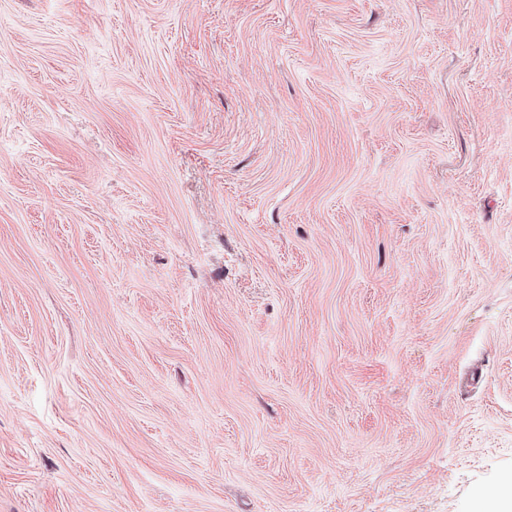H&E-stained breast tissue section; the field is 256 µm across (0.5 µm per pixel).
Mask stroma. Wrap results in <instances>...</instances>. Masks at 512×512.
I'll return each instance as SVG.
<instances>
[{
	"instance_id": "obj_1",
	"label": "stroma",
	"mask_w": 512,
	"mask_h": 512,
	"mask_svg": "<svg viewBox=\"0 0 512 512\" xmlns=\"http://www.w3.org/2000/svg\"><path fill=\"white\" fill-rule=\"evenodd\" d=\"M512 498V0H0V512Z\"/></svg>"
}]
</instances>
